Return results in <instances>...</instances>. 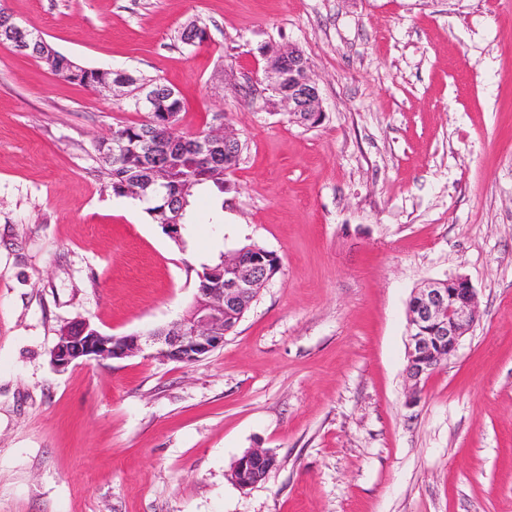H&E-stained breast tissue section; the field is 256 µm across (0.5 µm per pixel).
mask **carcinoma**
Wrapping results in <instances>:
<instances>
[{"mask_svg": "<svg viewBox=\"0 0 512 512\" xmlns=\"http://www.w3.org/2000/svg\"><path fill=\"white\" fill-rule=\"evenodd\" d=\"M26 55L44 62L58 78L87 88L103 70L79 65L68 55L46 44L31 48ZM149 86L157 94L156 110H144L145 119L112 131V138L95 144L105 187L117 197H131V190H141L140 201L148 202L145 212L155 224L194 223L191 209L195 197L212 193L217 214L224 213V177L236 167L244 149L239 141L230 151L201 145L199 133H186L180 124L184 104L174 89L156 79L138 78V84L126 88V105L139 111L138 87ZM245 256H259L266 270L278 273L281 259L257 244L238 249Z\"/></svg>", "mask_w": 512, "mask_h": 512, "instance_id": "carcinoma-1", "label": "carcinoma"}]
</instances>
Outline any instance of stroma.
<instances>
[{
	"instance_id": "35a3bbf8",
	"label": "stroma",
	"mask_w": 512,
	"mask_h": 512,
	"mask_svg": "<svg viewBox=\"0 0 512 512\" xmlns=\"http://www.w3.org/2000/svg\"><path fill=\"white\" fill-rule=\"evenodd\" d=\"M78 63L157 78L181 128L245 142L224 221L172 240L104 187L94 150L142 121L0 49V512H512V0H0ZM204 25L182 44L188 21ZM299 46L324 118L262 93ZM246 243L281 272L193 363L64 371L85 319L168 327ZM462 274L480 319L419 388L407 303ZM275 454L256 487L245 450Z\"/></svg>"
}]
</instances>
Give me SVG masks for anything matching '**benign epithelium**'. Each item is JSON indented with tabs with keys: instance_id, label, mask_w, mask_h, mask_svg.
Returning a JSON list of instances; mask_svg holds the SVG:
<instances>
[{
	"instance_id": "1",
	"label": "benign epithelium",
	"mask_w": 512,
	"mask_h": 512,
	"mask_svg": "<svg viewBox=\"0 0 512 512\" xmlns=\"http://www.w3.org/2000/svg\"><path fill=\"white\" fill-rule=\"evenodd\" d=\"M262 58L267 79L263 92L279 96L291 122L304 128L317 126L323 116L322 101L303 52L290 45L272 48ZM210 136L226 146L239 140L238 133L224 121L212 127ZM201 281L192 307L166 329L116 336L101 332L86 320L70 323L50 351L51 363L65 370L92 361L125 359L152 349L163 359L195 362L224 345V318L242 316L241 305L257 297L270 278L253 259L232 265L229 277L218 288L210 287L204 276ZM477 318V296L463 275L429 282L415 292L408 311L410 363L406 368L413 387L452 360ZM277 466L276 456L267 450L245 451L236 467L248 472L250 479L238 486L246 489L258 485Z\"/></svg>"
}]
</instances>
